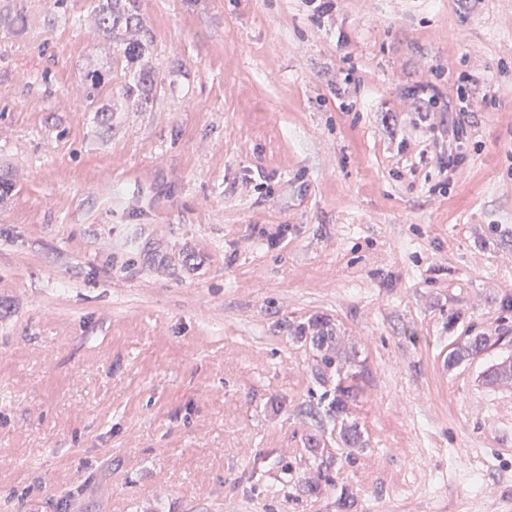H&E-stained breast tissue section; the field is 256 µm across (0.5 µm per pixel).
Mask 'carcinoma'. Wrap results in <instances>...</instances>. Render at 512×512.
<instances>
[{
  "mask_svg": "<svg viewBox=\"0 0 512 512\" xmlns=\"http://www.w3.org/2000/svg\"><path fill=\"white\" fill-rule=\"evenodd\" d=\"M136 0H95L94 9L98 18V30L105 37L118 40L122 45V56L126 63L134 64L144 55L148 47V39L140 34L141 27L135 11ZM112 77L102 69H92L85 75V99L91 104L98 102L108 89ZM296 338L308 343L316 351L315 362L319 374L326 375L332 371L341 372V355L334 352L333 342L336 340L331 322L322 317H315L306 323L295 326ZM502 337L492 339L479 334L467 337L464 343L458 344L448 353V367H454L462 361L477 356L492 344L499 343ZM485 383L495 386L512 381V358L490 365L483 374ZM364 372L351 373L339 380L334 391L326 390L322 398L327 400L326 413L336 420V444L345 448L363 446L362 430L358 423L347 420L349 403L356 400L362 390ZM315 437L308 438L309 454L318 461L320 477L331 481L328 472L333 460L323 459L324 449Z\"/></svg>",
  "mask_w": 512,
  "mask_h": 512,
  "instance_id": "obj_1",
  "label": "carcinoma"
}]
</instances>
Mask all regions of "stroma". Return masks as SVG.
<instances>
[{"label": "stroma", "instance_id": "obj_1", "mask_svg": "<svg viewBox=\"0 0 512 512\" xmlns=\"http://www.w3.org/2000/svg\"><path fill=\"white\" fill-rule=\"evenodd\" d=\"M137 13L132 69L92 0H0V512H512V349L447 364L512 337V0ZM103 64L144 93L88 108ZM316 316L364 447L289 332ZM493 336L479 334L476 336H468L464 343L458 344L448 354V366L454 367L462 361L470 357L477 356L487 350L490 346L496 345L502 340V336H497L493 344L491 343ZM486 385L495 386L512 381V358L490 365L483 374ZM363 381L364 371L351 373L343 379L339 378L336 389L332 393L329 390L322 393V398H328L326 413L336 420V443L338 446L345 448L363 446L362 430L358 423L345 418L349 403L355 401L361 393Z\"/></svg>", "mask_w": 512, "mask_h": 512}]
</instances>
